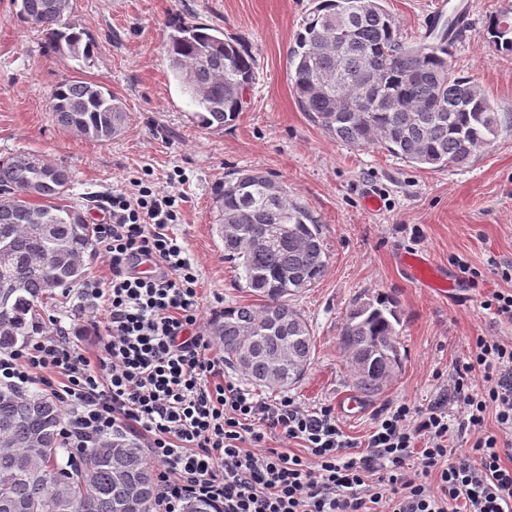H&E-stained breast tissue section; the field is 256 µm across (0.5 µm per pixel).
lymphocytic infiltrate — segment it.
<instances>
[{
  "label": "lymphocytic infiltrate",
  "instance_id": "1",
  "mask_svg": "<svg viewBox=\"0 0 512 512\" xmlns=\"http://www.w3.org/2000/svg\"><path fill=\"white\" fill-rule=\"evenodd\" d=\"M177 197L139 186L112 197L97 227L111 270L87 281L104 334L89 359L63 329L0 351V382L32 385L65 408L72 460L108 435L144 439L155 470L151 512H512V341L478 336L433 403L383 409L352 452L334 407L267 399L225 378L206 332L196 269L168 227ZM494 415L496 431L484 428ZM467 445L454 447L455 438ZM300 453L269 447L271 439Z\"/></svg>",
  "mask_w": 512,
  "mask_h": 512
}]
</instances>
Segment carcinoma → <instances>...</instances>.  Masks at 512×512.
I'll return each instance as SVG.
<instances>
[{
    "label": "carcinoma",
    "instance_id": "cac0c4a2",
    "mask_svg": "<svg viewBox=\"0 0 512 512\" xmlns=\"http://www.w3.org/2000/svg\"><path fill=\"white\" fill-rule=\"evenodd\" d=\"M17 17L55 51L89 64L94 42L67 21L71 0H13ZM486 33L512 53V17L490 19ZM447 32L408 42L383 0H315L288 52L303 111L356 149L381 146L432 169L461 168L491 147L512 114L501 112L448 61ZM169 70L196 107L203 130L224 127L245 108L255 59L216 27L183 22L168 36ZM49 110L60 126L107 142L125 127L122 102L86 80L54 85ZM69 171L39 154L0 157V349L29 335L40 306L85 278L97 229L66 203ZM215 224H243L244 239L224 242V261L239 271L259 304H234L212 321L224 362L252 384L288 388L311 360L313 336L290 297L314 286L326 268L318 219L288 186L253 168L214 187ZM287 233L266 240L268 229ZM282 316L272 322L271 309ZM401 313L387 297L359 302L340 343L355 389L376 395L401 368L395 336ZM63 410L36 389L0 384V512H151L154 470L127 438L101 440L75 464L59 436Z\"/></svg>",
    "mask_w": 512,
    "mask_h": 512
}]
</instances>
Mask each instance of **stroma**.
Instances as JSON below:
<instances>
[{"label":"stroma","instance_id":"1","mask_svg":"<svg viewBox=\"0 0 512 512\" xmlns=\"http://www.w3.org/2000/svg\"><path fill=\"white\" fill-rule=\"evenodd\" d=\"M312 0H72L68 20L95 42L90 64L50 50L42 35L0 0V156L35 153L72 175L71 200L89 223L111 222L108 200L131 192L148 176L154 189L181 199L176 235L197 267L208 317L250 302L224 261L213 222L212 191L230 172L258 168L283 181L318 217L327 252L321 280L298 293L293 307L308 321L314 348L303 379L287 390L303 406L338 405L358 397L357 415H340L345 434L368 439L376 414L402 401L433 402L466 358L476 336L512 337L481 303L512 290L497 275L512 265V125L462 168L430 169L385 149H355L336 140L303 112L292 87L288 50ZM408 41L424 34L434 0H385ZM512 15V0H470V15L455 27L450 60L502 109L512 112V53L490 41V18ZM189 21L220 28L251 49L255 80L240 116L219 130L197 127L195 106L173 78L165 43L174 25ZM100 83L127 113L123 132L96 142L58 126L48 94L64 79ZM381 197L372 211L362 199ZM421 250L457 276L459 297L419 287L400 269L406 253ZM475 268L460 274L456 260ZM382 294L402 314L397 341L402 367L373 397L357 396L353 371L339 343L342 324L357 301ZM60 319L75 342L94 354L103 331L98 304L80 288L58 294L42 309Z\"/></svg>","mask_w":512,"mask_h":512}]
</instances>
